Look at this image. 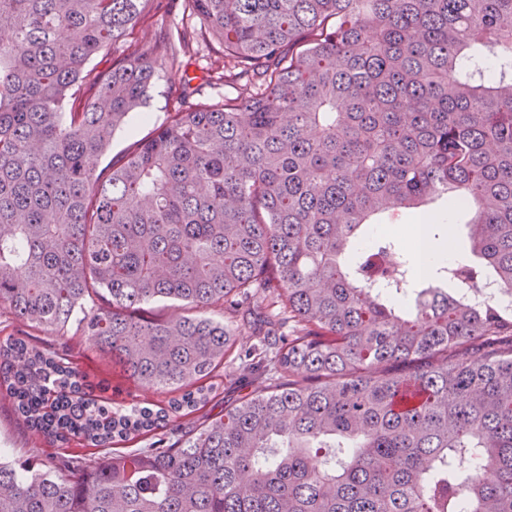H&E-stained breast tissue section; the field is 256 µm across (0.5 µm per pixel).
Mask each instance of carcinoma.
<instances>
[{"label":"carcinoma","instance_id":"carcinoma-1","mask_svg":"<svg viewBox=\"0 0 512 512\" xmlns=\"http://www.w3.org/2000/svg\"><path fill=\"white\" fill-rule=\"evenodd\" d=\"M147 2L0 0V394L63 449L0 459V512H512V306L470 296L512 294V0H180L204 28L92 74ZM206 34L224 72L182 64L184 96L237 94L96 172ZM439 199L475 260L400 303L411 265L365 229L414 209L437 241ZM224 314L281 333L237 356L262 381L212 417ZM88 348L179 396L72 400Z\"/></svg>","mask_w":512,"mask_h":512}]
</instances>
